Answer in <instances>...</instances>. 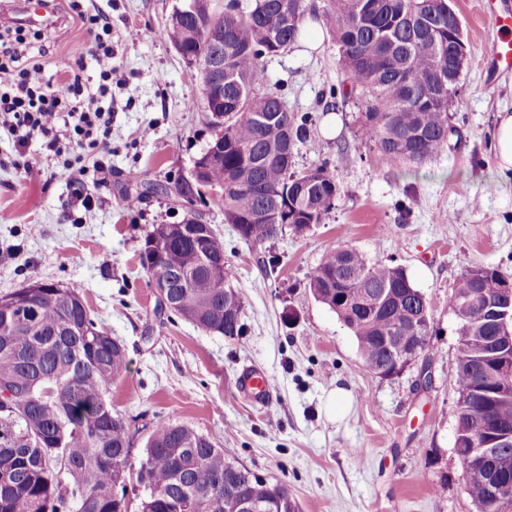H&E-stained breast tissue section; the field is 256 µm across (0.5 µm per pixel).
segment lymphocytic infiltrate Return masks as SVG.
<instances>
[{
    "label": "lymphocytic infiltrate",
    "mask_w": 512,
    "mask_h": 512,
    "mask_svg": "<svg viewBox=\"0 0 512 512\" xmlns=\"http://www.w3.org/2000/svg\"><path fill=\"white\" fill-rule=\"evenodd\" d=\"M70 8L91 36L75 48L74 56L80 63L88 58L94 61L101 79L99 89L108 93L112 88L110 24L81 11L78 0H72ZM41 36V30L22 22L0 19V130L17 147L39 137L43 150L56 156L63 153L61 131H69L78 145L97 155L96 173L109 175L112 168L104 158L112 152V114L86 103L81 72L70 71L61 81L30 56L33 41Z\"/></svg>",
    "instance_id": "1"
}]
</instances>
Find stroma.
<instances>
[{"mask_svg":"<svg viewBox=\"0 0 512 512\" xmlns=\"http://www.w3.org/2000/svg\"><path fill=\"white\" fill-rule=\"evenodd\" d=\"M477 2L454 0L469 56L448 145L425 162L396 165L360 138L355 102L332 110L343 73L325 18L329 0H306L322 43L309 54L296 45L266 59L264 86L309 121L295 169L328 164L338 196L322 223L262 246L242 241L217 204L205 208L244 301L243 333L230 339L158 310L139 262L152 226L184 216L172 198L145 193V184L188 175L213 136L205 113L191 105L201 95L194 71L165 33L183 0H85L112 25V176L85 213L63 162L89 167L93 154L66 141L62 156H50L36 138L19 152L0 137V295L37 279L74 289L123 345L127 369L108 398L132 425V455L157 422L171 421L282 481L299 512H476L454 451L459 336L449 297L456 279L476 267L512 277V180L499 176L491 140L497 113L512 110V74L484 82L480 59L496 34ZM59 12L43 29V46L48 69L63 77L73 46L88 34L69 19L66 0ZM132 29L137 38H129ZM332 112L339 131L329 136ZM133 171L140 182L131 181ZM136 193L142 201L127 207L126 196ZM341 245L402 267L429 303L427 349L400 374L372 373L348 329L306 286L322 256ZM246 368L271 379L265 403L238 392ZM424 370L432 384L423 391ZM339 388L345 396L336 403Z\"/></svg>","mask_w":512,"mask_h":512,"instance_id":"35a3bbf8","label":"stroma"}]
</instances>
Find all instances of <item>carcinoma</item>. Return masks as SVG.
<instances>
[{
    "label": "carcinoma",
    "instance_id": "cac0c4a2",
    "mask_svg": "<svg viewBox=\"0 0 512 512\" xmlns=\"http://www.w3.org/2000/svg\"><path fill=\"white\" fill-rule=\"evenodd\" d=\"M306 18L305 0H192L176 11L167 35L189 65L224 61V94L209 71L196 69V107L224 114V128L197 158L203 183L221 185L224 223L245 243L262 246L290 228L303 233L333 209L336 175L322 163L292 169L293 151L309 132L275 91L258 90L263 58L288 52ZM330 21L345 73L343 98L364 109L360 135L395 163H422L448 144V0H332ZM309 185L301 193V185ZM177 190L188 206L178 224H155L140 263L154 284L158 270L180 273L169 289L171 312L200 330L239 336L241 293L230 286L224 239L208 224L197 185L183 177L153 190ZM463 273L449 298L458 322L455 452L466 454L481 421L512 430V377L482 369L490 324L473 322L474 296L496 294L501 272ZM307 287L354 337L365 365L391 377L413 361L387 342L427 346L425 296L399 266L369 261L355 248L325 253ZM127 367L125 348L91 316L72 288L36 280L0 296V512H129L126 481L143 489L140 512H225L233 494L264 512H299L288 488L224 456L205 435L160 422L142 454L132 456L127 419L108 393ZM512 477V444L468 463L463 477L477 512H512L490 495L493 472Z\"/></svg>",
    "mask_w": 512,
    "mask_h": 512
}]
</instances>
